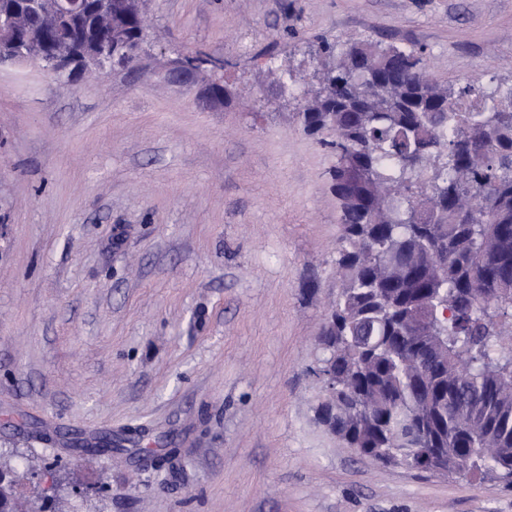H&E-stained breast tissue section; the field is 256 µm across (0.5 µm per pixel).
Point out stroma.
Here are the masks:
<instances>
[{
	"instance_id": "1",
	"label": "stroma",
	"mask_w": 512,
	"mask_h": 512,
	"mask_svg": "<svg viewBox=\"0 0 512 512\" xmlns=\"http://www.w3.org/2000/svg\"><path fill=\"white\" fill-rule=\"evenodd\" d=\"M131 66L0 69V464L60 512H512L481 479L382 467L315 421L338 293L330 153L297 119L324 47L421 50L512 85V0H143ZM224 65L187 80L177 63ZM125 231L114 248L115 228ZM124 438L81 455L74 434ZM175 465L136 466L149 450Z\"/></svg>"
}]
</instances>
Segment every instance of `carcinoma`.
Returning a JSON list of instances; mask_svg holds the SVG:
<instances>
[{
  "label": "carcinoma",
  "instance_id": "obj_1",
  "mask_svg": "<svg viewBox=\"0 0 512 512\" xmlns=\"http://www.w3.org/2000/svg\"><path fill=\"white\" fill-rule=\"evenodd\" d=\"M299 118L332 133L342 227L318 422L373 462L512 488V86L352 42Z\"/></svg>",
  "mask_w": 512,
  "mask_h": 512
}]
</instances>
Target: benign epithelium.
<instances>
[{
    "label": "benign epithelium",
    "instance_id": "obj_1",
    "mask_svg": "<svg viewBox=\"0 0 512 512\" xmlns=\"http://www.w3.org/2000/svg\"><path fill=\"white\" fill-rule=\"evenodd\" d=\"M145 27L128 0H0V65L36 61L69 81L122 63L118 49L138 45L126 31ZM16 474L0 468V512H19Z\"/></svg>",
    "mask_w": 512,
    "mask_h": 512
}]
</instances>
